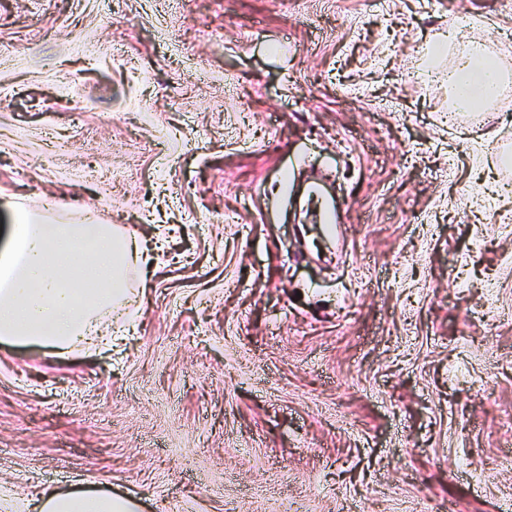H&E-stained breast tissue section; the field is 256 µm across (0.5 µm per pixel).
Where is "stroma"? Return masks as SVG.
<instances>
[{
  "label": "stroma",
  "mask_w": 512,
  "mask_h": 512,
  "mask_svg": "<svg viewBox=\"0 0 512 512\" xmlns=\"http://www.w3.org/2000/svg\"><path fill=\"white\" fill-rule=\"evenodd\" d=\"M466 15L512 71V0H0V246L152 254L112 347L0 342V501L512 512V92L445 121ZM305 204L315 205V216L321 224L338 223L336 207L326 197L322 187L318 184H311L305 194ZM40 496L38 512H134L137 508L130 499L82 492L61 494L46 489Z\"/></svg>",
  "instance_id": "1"
}]
</instances>
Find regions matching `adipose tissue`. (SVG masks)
Returning <instances> with one entry per match:
<instances>
[{
	"instance_id": "adipose-tissue-1",
	"label": "adipose tissue",
	"mask_w": 512,
	"mask_h": 512,
	"mask_svg": "<svg viewBox=\"0 0 512 512\" xmlns=\"http://www.w3.org/2000/svg\"><path fill=\"white\" fill-rule=\"evenodd\" d=\"M506 89L491 62L470 64L457 84L464 107ZM149 261L136 239L112 224L13 225L0 250V341L64 355L101 341V313L129 305L127 274ZM37 512H135L134 501L44 491Z\"/></svg>"
}]
</instances>
